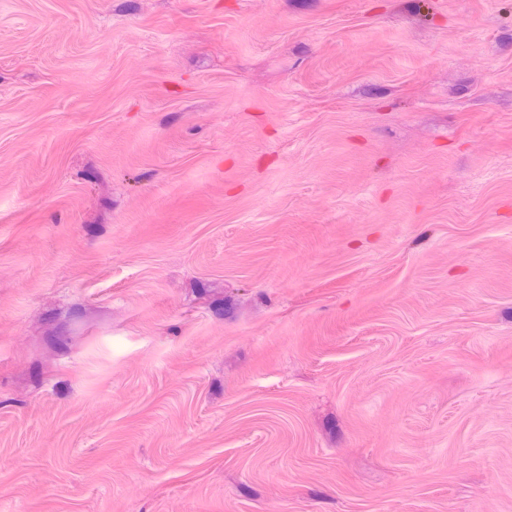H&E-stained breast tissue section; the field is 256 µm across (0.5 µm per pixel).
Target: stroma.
<instances>
[{"label":"stroma","instance_id":"obj_1","mask_svg":"<svg viewBox=\"0 0 512 512\" xmlns=\"http://www.w3.org/2000/svg\"><path fill=\"white\" fill-rule=\"evenodd\" d=\"M0 512H512V0H0Z\"/></svg>","mask_w":512,"mask_h":512}]
</instances>
